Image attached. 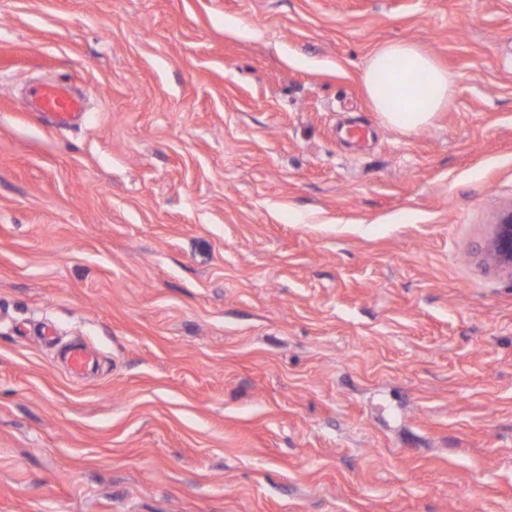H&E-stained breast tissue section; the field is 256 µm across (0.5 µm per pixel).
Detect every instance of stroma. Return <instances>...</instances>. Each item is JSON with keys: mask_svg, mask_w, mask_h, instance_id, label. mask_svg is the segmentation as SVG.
I'll use <instances>...</instances> for the list:
<instances>
[{"mask_svg": "<svg viewBox=\"0 0 512 512\" xmlns=\"http://www.w3.org/2000/svg\"><path fill=\"white\" fill-rule=\"evenodd\" d=\"M511 202L512 0H0V512H512ZM456 81L455 73L404 41L381 45L362 74L381 123L404 133L429 127L437 113L450 105ZM28 107L35 112L50 115L58 127L72 123L84 111V99L74 96L64 83H50L33 89ZM485 257L490 264L512 271V202L502 207L495 216Z\"/></svg>", "mask_w": 512, "mask_h": 512, "instance_id": "stroma-1", "label": "stroma"}]
</instances>
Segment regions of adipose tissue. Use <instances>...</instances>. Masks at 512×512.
Listing matches in <instances>:
<instances>
[{
	"label": "adipose tissue",
	"instance_id": "ef3b65f1",
	"mask_svg": "<svg viewBox=\"0 0 512 512\" xmlns=\"http://www.w3.org/2000/svg\"><path fill=\"white\" fill-rule=\"evenodd\" d=\"M457 77L417 45H381L362 74L374 112L385 126L404 132L429 127L451 103Z\"/></svg>",
	"mask_w": 512,
	"mask_h": 512
}]
</instances>
